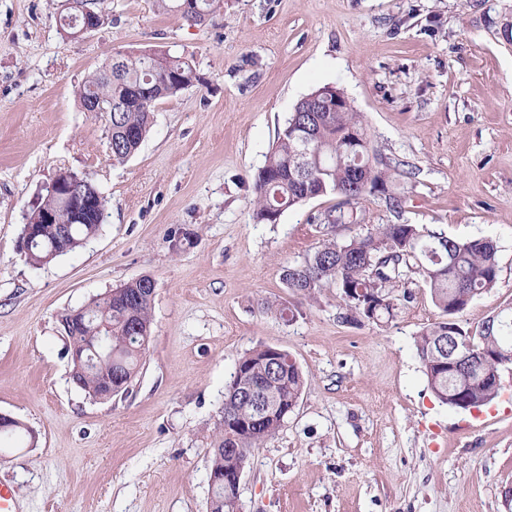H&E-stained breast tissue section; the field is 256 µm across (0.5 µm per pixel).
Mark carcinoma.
I'll use <instances>...</instances> for the list:
<instances>
[{"label": "carcinoma", "instance_id": "carcinoma-1", "mask_svg": "<svg viewBox=\"0 0 512 512\" xmlns=\"http://www.w3.org/2000/svg\"><path fill=\"white\" fill-rule=\"evenodd\" d=\"M106 0H71L61 17L66 36L85 22L83 9L102 12ZM224 4V0H154L159 12H175L190 25H201ZM114 62L90 74L79 85L82 111L88 102L102 100L112 160L123 162L146 138L153 107L161 99L177 95L200 81L191 60L166 53L117 54ZM300 99L266 157L253 182V219L258 224H276L282 214L301 203L334 195L336 207L325 215V224L335 228L353 217L363 197L386 189L389 175L370 162V146L361 115L349 99L339 112H308ZM81 180L87 198L67 201L46 192L31 211L30 219L54 212L56 224L41 225V233L25 244L27 261L37 267L75 251L98 234L106 211V199L92 181ZM410 273L422 277L436 307L448 319L425 327L416 338L417 355L428 387L435 398L457 407L455 398L478 408L493 401L495 375L502 365L480 359L498 349L512 351V320L498 328L481 330L474 336L456 321L475 298L494 288L498 275V248L490 238L459 241L441 233H426L416 224H382L364 235L332 238L309 253L302 262L282 268L281 280L293 294L313 299L324 288H334L347 310L381 323L394 316V288ZM153 295L146 285L130 282L92 299L90 314L70 323L71 313L61 317L67 346L85 351L93 366L72 367L73 383L96 398L107 381L125 392L137 375L149 339L136 331L151 325ZM456 349V368H440L444 349ZM242 374L232 380L224 394V405L210 448V475L228 474L239 459L274 437L297 405L306 381L296 363L279 375L266 362L260 345L239 362ZM269 399L273 408L258 422L240 428V418L250 415L252 402L241 398L240 385ZM242 449L241 458L226 449ZM239 489L220 481L212 484L210 512H236Z\"/></svg>", "mask_w": 512, "mask_h": 512}]
</instances>
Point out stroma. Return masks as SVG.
<instances>
[{
  "label": "stroma",
  "instance_id": "1",
  "mask_svg": "<svg viewBox=\"0 0 512 512\" xmlns=\"http://www.w3.org/2000/svg\"><path fill=\"white\" fill-rule=\"evenodd\" d=\"M59 10L0 0V412L36 435L0 450L20 512H207L224 392L260 345L286 351L307 384L252 452L239 512H512V373L481 409L440 403L415 340L445 315L419 275L395 288L392 320L344 321L335 289L310 304L281 280L326 239L335 197L252 219L254 177L294 104L336 86L401 199L368 194L338 236L416 224L491 238L497 283L457 321L512 317V0H224L197 26L152 0H107L79 39ZM142 49L192 60L201 81L157 102L139 151L116 163L103 113L82 111L75 89ZM63 168L92 179L105 220L35 267L23 227ZM144 275L148 350L128 393L93 399L71 379L59 318Z\"/></svg>",
  "mask_w": 512,
  "mask_h": 512
}]
</instances>
